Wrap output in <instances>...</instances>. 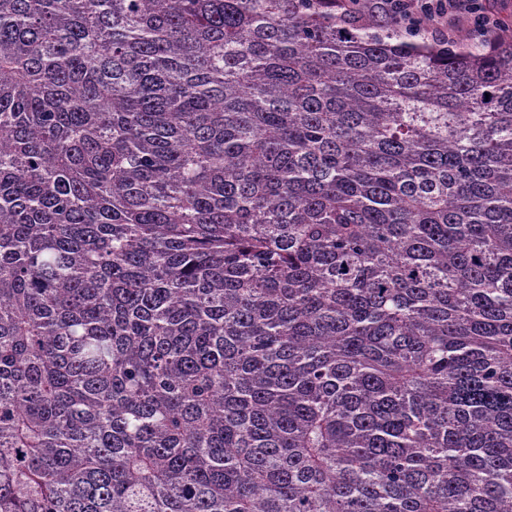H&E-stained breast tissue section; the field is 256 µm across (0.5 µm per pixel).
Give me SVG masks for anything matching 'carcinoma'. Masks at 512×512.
Masks as SVG:
<instances>
[{"mask_svg":"<svg viewBox=\"0 0 512 512\" xmlns=\"http://www.w3.org/2000/svg\"><path fill=\"white\" fill-rule=\"evenodd\" d=\"M371 0H0V512H512V34Z\"/></svg>","mask_w":512,"mask_h":512,"instance_id":"cac0c4a2","label":"carcinoma"}]
</instances>
